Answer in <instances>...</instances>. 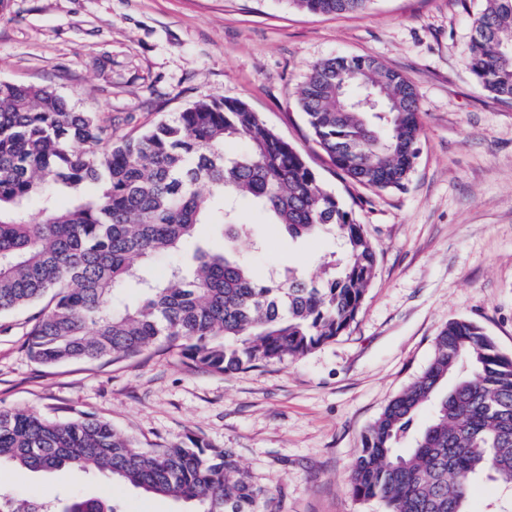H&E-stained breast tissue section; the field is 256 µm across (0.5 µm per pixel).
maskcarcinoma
Instances as JSON below:
<instances>
[{
    "label": "carcinoma",
    "mask_w": 512,
    "mask_h": 512,
    "mask_svg": "<svg viewBox=\"0 0 512 512\" xmlns=\"http://www.w3.org/2000/svg\"><path fill=\"white\" fill-rule=\"evenodd\" d=\"M315 14L363 11L372 0H287ZM467 65L512 104V0H485ZM313 141L350 182L404 188L422 119L412 84L372 57L312 65L299 92ZM110 143L107 151L99 146ZM241 143L235 153L227 145ZM70 197L68 206L56 202ZM246 200L293 242L330 236L320 272L269 278L229 246ZM38 204L45 219L29 218ZM219 230L217 247L199 228ZM177 258L163 278L146 261ZM364 225L304 156L245 102H195L135 139L76 112L46 86L0 82V315L47 306L29 332L36 362L119 360L156 344L183 348L217 374L279 364L330 343L356 319L375 275ZM430 409L423 425L418 418ZM101 474L196 512H257L265 493L230 448L198 438L143 449L108 422L0 410V467ZM505 509L472 506L481 480ZM350 488L384 512H512V359L476 323L448 322L427 369L364 432ZM40 495L0 491V512H48ZM57 512H114L107 497L73 496Z\"/></svg>",
    "instance_id": "1"
}]
</instances>
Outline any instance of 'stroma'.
<instances>
[{"label":"stroma","mask_w":512,"mask_h":512,"mask_svg":"<svg viewBox=\"0 0 512 512\" xmlns=\"http://www.w3.org/2000/svg\"><path fill=\"white\" fill-rule=\"evenodd\" d=\"M485 0H373L364 12L311 15L287 0H10L0 18V81L48 86L136 137L207 97L246 102L305 157L364 224L377 254L361 310L333 342L232 375L174 348L115 361L45 366L28 353L33 309L0 316V408L89 414L140 447L198 437L231 448L268 490L259 512H382L355 500L361 436L428 367L452 319L480 325L512 357V104L465 65ZM370 56L402 72L422 116L405 189L344 180L312 140L297 97L310 67ZM236 249L264 276L313 269L328 239L289 242L248 204ZM0 487L48 498L109 495L118 512H193L190 502L68 469Z\"/></svg>","instance_id":"1"}]
</instances>
